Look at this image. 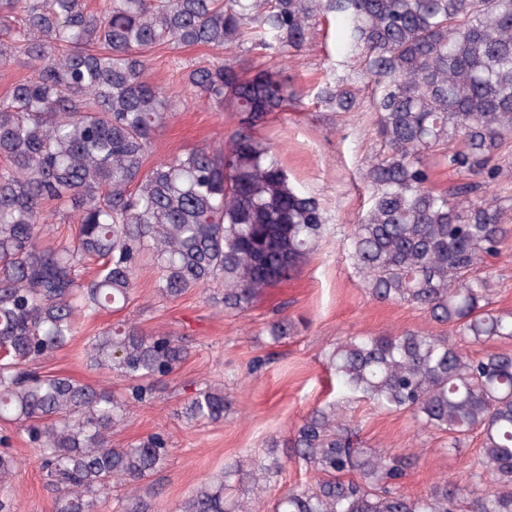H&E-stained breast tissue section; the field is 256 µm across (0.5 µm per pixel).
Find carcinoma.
Here are the masks:
<instances>
[{"label":"carcinoma","mask_w":512,"mask_h":512,"mask_svg":"<svg viewBox=\"0 0 512 512\" xmlns=\"http://www.w3.org/2000/svg\"><path fill=\"white\" fill-rule=\"evenodd\" d=\"M337 13L359 71L374 85L380 148L363 173L372 205L351 237L356 272L380 301L415 307L463 342L512 341V312L492 308L485 259L512 238L497 187L512 156V0H0V70L29 76L0 97V421L34 448L52 512H96L126 487L120 512H154L140 493L167 460L161 434L126 446L112 431L131 402L190 355L186 338L125 320L89 338V364L120 377L116 392L43 372L37 362L72 341L76 321L133 299L150 256L159 294L224 287V311L250 310L290 280L326 226L319 200L288 179L262 133L306 96L276 67L222 60L186 75L197 98L235 113L223 149L198 148L144 169L154 135L176 107L149 82L147 52L204 45L260 56L299 50L312 20ZM315 97L353 112L358 89L327 84ZM456 175L431 186V165ZM76 219L72 244L48 247L47 206ZM292 324H269L280 344ZM342 387L389 412H408L458 448L482 437L478 464L492 485L448 482L414 497L395 488L416 456L353 441L329 404L297 427L292 454L315 483L281 493L269 512H512V353L476 358L444 336L401 330L352 336L328 355ZM220 386L196 390L189 423L224 420ZM19 461L0 454V487ZM277 458L237 457L179 512H258Z\"/></svg>","instance_id":"1"}]
</instances>
